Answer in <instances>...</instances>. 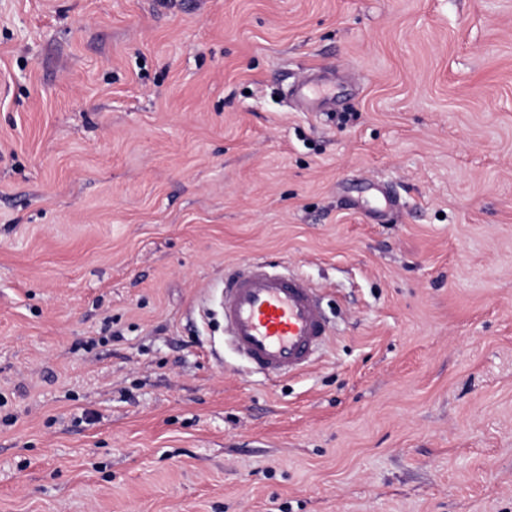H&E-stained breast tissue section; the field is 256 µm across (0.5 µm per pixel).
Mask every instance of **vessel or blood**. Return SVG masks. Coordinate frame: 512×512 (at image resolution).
I'll list each match as a JSON object with an SVG mask.
<instances>
[{"label": "vessel or blood", "instance_id": "b4317fda", "mask_svg": "<svg viewBox=\"0 0 512 512\" xmlns=\"http://www.w3.org/2000/svg\"><path fill=\"white\" fill-rule=\"evenodd\" d=\"M221 309L234 348L269 376L309 366L328 338V321L314 289L254 257L225 276Z\"/></svg>", "mask_w": 512, "mask_h": 512}]
</instances>
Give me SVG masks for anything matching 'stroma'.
Listing matches in <instances>:
<instances>
[{
    "instance_id": "1",
    "label": "stroma",
    "mask_w": 512,
    "mask_h": 512,
    "mask_svg": "<svg viewBox=\"0 0 512 512\" xmlns=\"http://www.w3.org/2000/svg\"><path fill=\"white\" fill-rule=\"evenodd\" d=\"M0 512H512V0H0ZM271 268L254 257L224 276L221 309L234 348L255 369L276 377L309 366L329 328L309 282Z\"/></svg>"
}]
</instances>
